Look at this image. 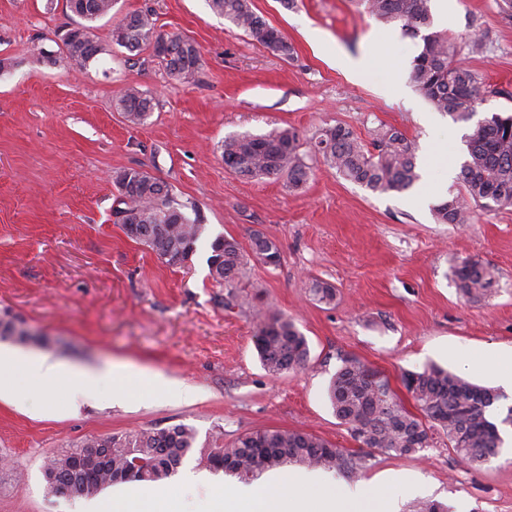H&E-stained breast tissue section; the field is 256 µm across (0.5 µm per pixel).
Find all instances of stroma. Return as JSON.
I'll list each match as a JSON object with an SVG mask.
<instances>
[{
  "mask_svg": "<svg viewBox=\"0 0 512 512\" xmlns=\"http://www.w3.org/2000/svg\"><path fill=\"white\" fill-rule=\"evenodd\" d=\"M432 4L433 28L473 31L460 58L483 86L496 88L475 120L512 114V11L503 0ZM294 47L293 58L250 40L207 0H120L121 12L150 7L158 29L179 31L200 48L195 84L167 78L149 53L126 50L86 67L51 59L66 25L65 0H0V313L21 319L39 341L0 347L95 369L125 362L196 391L194 401L134 389L124 403L102 390L73 399L62 386L0 398V512H75L49 494L47 457L89 436L185 424L199 444H231L266 428L302 430L350 451L358 444L336 418L327 388L342 359L378 371L402 401V377L436 364L496 387L479 363L512 349V207L476 209L471 223L439 224L432 208L458 192L449 165L467 158L469 123L436 111L408 81L420 40L365 13L358 0H253ZM366 63L363 77L349 74ZM158 106L141 125L115 108L126 85ZM351 127L363 141L381 124L415 146L420 182L404 192H372L323 164L299 191L273 177L230 172L219 146L239 133L295 128L308 139L326 126ZM136 167L194 202L201 234L188 260L171 266L127 235L112 216L118 170ZM274 238L281 263L249 262L236 292L212 280L211 244L254 232ZM488 263L496 292L460 297L451 268ZM336 288L314 300L313 280ZM294 320L307 337L304 369L267 373L255 349L259 312ZM410 477L420 498L449 512H512V445L480 467L466 465L435 435L412 457L371 453L358 478Z\"/></svg>",
  "mask_w": 512,
  "mask_h": 512,
  "instance_id": "obj_1",
  "label": "stroma"
}]
</instances>
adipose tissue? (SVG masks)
Masks as SVG:
<instances>
[{
    "instance_id": "adipose-tissue-1",
    "label": "adipose tissue",
    "mask_w": 512,
    "mask_h": 512,
    "mask_svg": "<svg viewBox=\"0 0 512 512\" xmlns=\"http://www.w3.org/2000/svg\"><path fill=\"white\" fill-rule=\"evenodd\" d=\"M26 386H68L74 395L92 399L103 386H111L112 399L123 402L125 382L135 379L141 387L175 399L193 396L191 387L146 370L115 365L100 370H78L49 356L14 358L0 355V390L11 386L14 375ZM194 480L173 481L152 491L113 494L84 503L79 512H177L176 501L194 488ZM415 490L405 480L399 493H383L373 485H358L337 494L336 483L322 474L289 470L265 476L248 486H224L207 501L204 512H399V500Z\"/></svg>"
}]
</instances>
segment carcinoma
<instances>
[{"label":"carcinoma","mask_w":512,"mask_h":512,"mask_svg":"<svg viewBox=\"0 0 512 512\" xmlns=\"http://www.w3.org/2000/svg\"><path fill=\"white\" fill-rule=\"evenodd\" d=\"M118 0H68L71 23L62 36L61 54L67 62L84 67L99 56L123 48L130 53L151 50L167 76L183 84L197 81L203 65L197 44L179 31L157 29L150 9L127 13L112 26L108 43L97 40L92 23L112 15ZM364 11L387 24H399L413 37H421L420 53L409 71V81L439 112L455 121H469L492 91L458 58L457 40L432 30L431 0H360ZM211 10L228 20L258 44L290 59L293 47L275 27L257 13L253 0H209ZM168 41L172 53L156 52V43ZM116 109L131 125L145 123L154 112L153 97L137 86H127L116 99ZM300 138L292 128L267 134L243 133L220 145L224 165L243 178H283L291 189L310 179L309 160L320 157L343 179L374 192H402L420 179L413 144L394 126L375 130L364 143L354 130L342 124L328 126L310 139L308 151L300 152ZM468 158L460 169L463 191L452 193L434 206L439 224H468L470 205L482 208L512 206V115L494 113L477 122L466 135ZM119 192L113 210L116 223L126 210L138 225L131 238L146 245L171 266L186 261L194 251L200 225L192 218L189 203L178 202L163 180L135 167L115 172ZM208 259L210 276L226 288L237 286L249 258L276 267L281 261L277 242L261 232L251 237L250 250L232 236L216 238ZM459 294L472 300L492 295L496 284L493 269L480 259H465L452 269ZM319 302L330 303L336 288L322 280L312 283ZM29 329L19 319L0 317V336L19 344L30 342ZM255 348L264 369L272 375L304 368L309 360L306 336L294 321L282 315L263 319L255 336ZM403 385L417 412L408 410L380 374L354 360L345 359L328 386V398L336 417L352 432L360 449L383 454L413 456L430 447V431L438 429L448 447L472 466L483 465L499 455L500 428L512 427V405L493 417L505 398L470 383L439 366L408 372ZM197 432L178 424L168 428L139 429L107 436H90L52 455L43 468L58 474L71 498L93 497L118 482L156 483L170 476L195 448ZM108 448V459L89 452ZM199 464L228 475L248 477L288 463L331 470L350 477L362 466V455L344 451L328 441L301 430L264 429L237 436L231 446L201 448Z\"/></svg>","instance_id":"carcinoma-1"}]
</instances>
